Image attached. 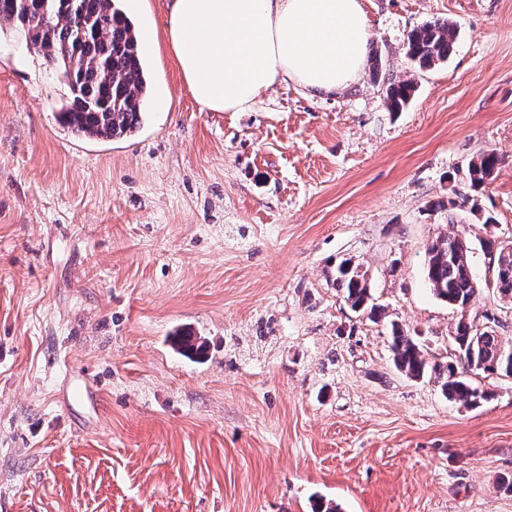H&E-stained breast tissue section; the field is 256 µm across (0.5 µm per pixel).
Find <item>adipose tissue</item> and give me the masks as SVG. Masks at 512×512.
I'll return each instance as SVG.
<instances>
[{
    "label": "adipose tissue",
    "instance_id": "adipose-tissue-1",
    "mask_svg": "<svg viewBox=\"0 0 512 512\" xmlns=\"http://www.w3.org/2000/svg\"><path fill=\"white\" fill-rule=\"evenodd\" d=\"M165 36L202 109L239 112L279 79L332 94L359 78L360 0H170Z\"/></svg>",
    "mask_w": 512,
    "mask_h": 512
}]
</instances>
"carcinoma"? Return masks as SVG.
<instances>
[{
  "mask_svg": "<svg viewBox=\"0 0 512 512\" xmlns=\"http://www.w3.org/2000/svg\"><path fill=\"white\" fill-rule=\"evenodd\" d=\"M30 31L34 48L52 65L59 67L70 98L59 112L61 123L88 138L112 139L133 133L142 123L148 85L143 55L134 26L118 0H42L25 8L23 0H0V29ZM457 31L447 22L426 23L407 36V58L419 69H429L448 59ZM415 86L411 81L389 82L386 100L394 112L411 101ZM501 157L493 149L482 150L465 164V176L474 190L494 174ZM452 232L431 243L426 250L425 276L433 294L462 311L479 302L481 288L470 263V246L457 245ZM487 255L494 256L492 279L487 287L500 299L512 301V250L496 238L480 242ZM333 285L343 293L355 312L379 318L383 309L373 302L367 271L352 259L336 265ZM481 327L462 313L450 334L454 355L430 362L417 339L392 326L390 351L396 369L409 378L435 374L442 380L448 399L465 407L480 406L491 392L472 382L458 370L467 369L489 377L512 378V345L497 335L499 321L485 316ZM177 347L201 355L205 344L190 334L175 336Z\"/></svg>",
  "mask_w": 512,
  "mask_h": 512,
  "instance_id": "1",
  "label": "carcinoma"
}]
</instances>
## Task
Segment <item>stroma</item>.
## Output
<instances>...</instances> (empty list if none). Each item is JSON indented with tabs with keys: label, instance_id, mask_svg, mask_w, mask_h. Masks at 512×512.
Instances as JSON below:
<instances>
[{
	"label": "stroma",
	"instance_id": "obj_1",
	"mask_svg": "<svg viewBox=\"0 0 512 512\" xmlns=\"http://www.w3.org/2000/svg\"><path fill=\"white\" fill-rule=\"evenodd\" d=\"M167 4L122 0L149 97L113 140L63 127L58 69L0 32V512H512V379L474 375L494 396L465 407L389 351L393 322L452 351L432 240L463 231L481 280V240L512 244V0H361L358 81L241 112L193 99ZM433 21L456 42L419 70L407 35ZM388 77L416 86L402 111ZM483 149L502 162L474 191ZM349 257L388 320L328 282Z\"/></svg>",
	"mask_w": 512,
	"mask_h": 512
}]
</instances>
